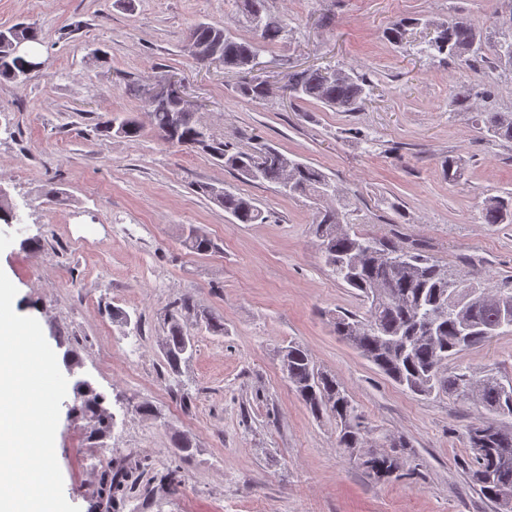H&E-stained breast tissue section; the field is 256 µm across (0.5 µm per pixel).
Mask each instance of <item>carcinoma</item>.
<instances>
[{
  "label": "carcinoma",
  "instance_id": "cac0c4a2",
  "mask_svg": "<svg viewBox=\"0 0 512 512\" xmlns=\"http://www.w3.org/2000/svg\"><path fill=\"white\" fill-rule=\"evenodd\" d=\"M242 13L248 26L261 23L257 38L235 37L218 24L198 22L190 28L188 38L203 49L219 48L215 62L227 70L249 72L259 55L260 45L283 39L285 29L279 17L267 9V0H242ZM419 23L417 18H405L391 24L386 30L389 41L402 42L407 29ZM22 38L28 42H42L41 31L29 25H14L0 29V80L22 85L30 80L27 59L14 56L1 35ZM483 35L470 19L455 17L436 24V37L429 48L440 54L467 58L477 56L482 48ZM334 78H325L322 70H292L287 74V89L291 98L320 102L338 112H356L366 101L370 87L366 77L355 75L342 68H334ZM237 91L243 98L262 101L268 89L258 77L242 80ZM155 130L173 148H186L206 153L224 166L237 172L246 180L270 183L283 187L291 182L286 194L304 197L315 206L313 231L319 241L325 264L347 287L360 292L368 304L364 316L341 313L332 326L336 335L354 346L382 374L409 392L429 397L446 391L463 402L475 400L486 412L497 418H512V387H505L494 376L474 377L467 369L457 367L446 373L448 360L457 357L470 347L483 343L486 337L463 335L464 328L487 326L495 323L500 314V302L512 304V283L505 281L487 293L481 304H469L465 299L478 291L486 293L481 283L467 274L451 273L448 267L423 255L417 249H405L395 243L345 232L346 204L323 206L324 189L329 178L320 170L289 158L275 149L261 145L249 152L235 150L230 145L214 139L196 119L193 112H182L178 124L172 123L173 107L169 104L148 105ZM484 131L495 139L512 142V113L497 112L490 107L479 112ZM141 126L136 119L127 117L117 123L105 122L106 135L136 138ZM201 192L212 199L235 224H262L267 216L249 196L227 191L222 195L204 186ZM484 224H511L512 197L488 198L479 214ZM186 247L196 254H207L213 242L195 228L189 229ZM360 245L372 246L357 268L344 274L337 267V260L348 255ZM397 253L407 257L408 268L395 273L389 260ZM443 308L435 336L410 340L415 325L430 318L435 309ZM193 316L204 322L205 327L217 334H224V318L210 311L199 310L193 300L185 297L167 317V335L163 351L165 368L171 374L179 371L186 355L193 352L194 337L184 332L181 320ZM285 377L298 397L317 415L324 414L336 421L339 447L353 452L361 446L368 428L353 400L336 377L319 371L307 350L289 344L282 356ZM79 403L72 410L89 417L94 422L93 432L103 436L111 428L112 418L103 407L104 396L92 387H79ZM468 459L466 475L486 499L498 505L499 512H512L506 499L512 500V429L485 421L470 425L466 431ZM366 459L354 461L377 479L399 477L400 462L387 452L364 451ZM125 491L124 479L112 474L102 478L100 494L115 498Z\"/></svg>",
  "mask_w": 512,
  "mask_h": 512
}]
</instances>
